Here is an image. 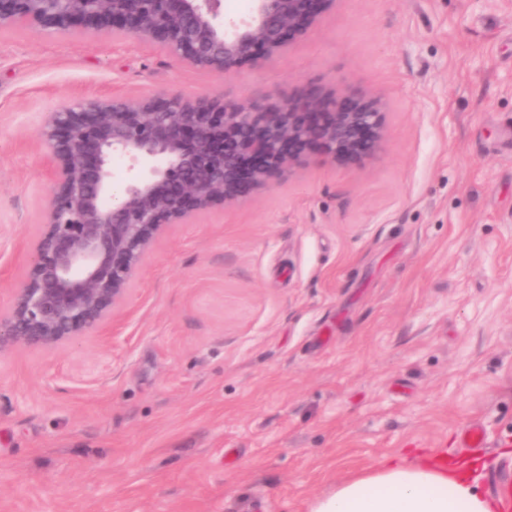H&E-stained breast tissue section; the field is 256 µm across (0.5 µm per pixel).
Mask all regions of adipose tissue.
Returning a JSON list of instances; mask_svg holds the SVG:
<instances>
[{
    "instance_id": "ef3b65f1",
    "label": "adipose tissue",
    "mask_w": 512,
    "mask_h": 512,
    "mask_svg": "<svg viewBox=\"0 0 512 512\" xmlns=\"http://www.w3.org/2000/svg\"><path fill=\"white\" fill-rule=\"evenodd\" d=\"M475 479L455 469L383 460L337 485L312 512H492Z\"/></svg>"
}]
</instances>
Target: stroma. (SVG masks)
Returning a JSON list of instances; mask_svg holds the SVG:
<instances>
[{
  "mask_svg": "<svg viewBox=\"0 0 512 512\" xmlns=\"http://www.w3.org/2000/svg\"><path fill=\"white\" fill-rule=\"evenodd\" d=\"M319 84L382 93L372 157L166 227L112 323L0 355V512H311L383 459L448 456L490 500L512 475V0H340L228 78L0 31V311L41 231L49 112Z\"/></svg>",
  "mask_w": 512,
  "mask_h": 512,
  "instance_id": "1",
  "label": "stroma"
}]
</instances>
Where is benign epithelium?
<instances>
[{
  "label": "benign epithelium",
  "instance_id": "1",
  "mask_svg": "<svg viewBox=\"0 0 512 512\" xmlns=\"http://www.w3.org/2000/svg\"><path fill=\"white\" fill-rule=\"evenodd\" d=\"M335 0H0V30L49 37L110 30L217 76L283 56ZM386 136L382 94L321 85L240 103L224 97L75 100L39 140L50 173L24 276L0 316V354L72 340L113 317L153 239L212 207L270 188L316 154L357 161ZM133 161L114 192L112 159Z\"/></svg>",
  "mask_w": 512,
  "mask_h": 512
}]
</instances>
